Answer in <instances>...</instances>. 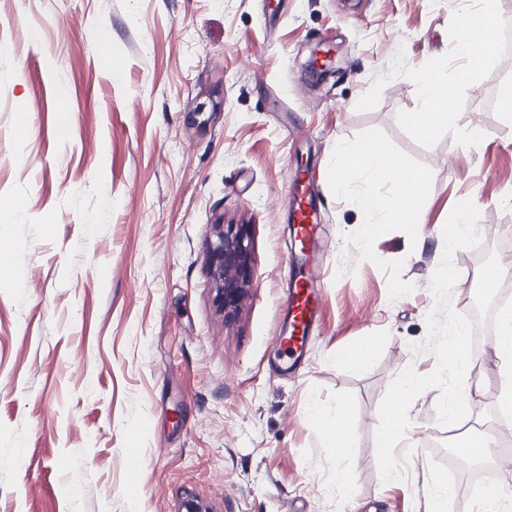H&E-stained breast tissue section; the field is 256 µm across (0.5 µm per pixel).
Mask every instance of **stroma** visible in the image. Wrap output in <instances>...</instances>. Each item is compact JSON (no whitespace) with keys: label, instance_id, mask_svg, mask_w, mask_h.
I'll use <instances>...</instances> for the list:
<instances>
[{"label":"stroma","instance_id":"obj_1","mask_svg":"<svg viewBox=\"0 0 512 512\" xmlns=\"http://www.w3.org/2000/svg\"><path fill=\"white\" fill-rule=\"evenodd\" d=\"M478 6L0 0V203L13 205L0 216V512H184L190 498L207 512H481V498L434 496L448 464L438 390L411 405L395 449L405 480L382 483L375 451L390 384L436 366L411 345L426 336L459 198L474 196L484 234L453 257L454 309L470 312L489 251L512 261V116L497 106L512 55L459 78L456 30ZM423 72L455 87L457 121L430 141L402 121ZM368 136L431 173L422 230L389 226L365 242L367 184L356 175L337 192L332 171L338 145ZM296 171L319 200L322 313L288 373L273 337ZM217 223L252 227L250 297L229 321L208 275ZM368 336L369 362L352 367ZM495 376L465 381L477 423L503 417ZM315 399L351 402L347 458L310 422Z\"/></svg>","mask_w":512,"mask_h":512}]
</instances>
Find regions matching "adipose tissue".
Here are the masks:
<instances>
[{"label":"adipose tissue","instance_id":"obj_1","mask_svg":"<svg viewBox=\"0 0 512 512\" xmlns=\"http://www.w3.org/2000/svg\"><path fill=\"white\" fill-rule=\"evenodd\" d=\"M496 8L497 0H480L479 8L472 13L473 24L461 26L459 30L457 50L465 59L468 70L481 68L494 55L490 49L477 52L476 42L482 36L478 22L493 21ZM412 81L417 87L420 105L416 111L403 114L402 120L420 138L429 140L456 119L455 113L448 110L447 98L440 94L447 82L436 73L417 74ZM336 159L334 181L337 189L346 188L356 172L367 176L369 188L360 197L358 205L365 241L375 240L388 224L421 226V205L431 181L428 171L407 166L398 155L370 137L358 149L339 146ZM382 185L390 187V195L379 193L378 188ZM309 418L317 422L320 434L329 444L351 450L353 440L346 428L348 411L331 413L315 402L310 407Z\"/></svg>","mask_w":512,"mask_h":512}]
</instances>
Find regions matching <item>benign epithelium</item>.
I'll use <instances>...</instances> for the list:
<instances>
[{"label":"benign epithelium","instance_id":"7a95c632","mask_svg":"<svg viewBox=\"0 0 512 512\" xmlns=\"http://www.w3.org/2000/svg\"><path fill=\"white\" fill-rule=\"evenodd\" d=\"M252 234L249 224H215L208 245L209 275L215 301L231 319L248 296L252 282Z\"/></svg>","mask_w":512,"mask_h":512}]
</instances>
